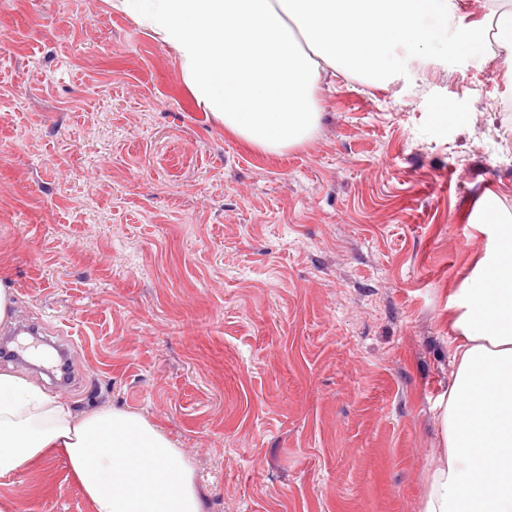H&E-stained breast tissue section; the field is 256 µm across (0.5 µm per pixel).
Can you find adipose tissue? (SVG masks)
<instances>
[{
  "instance_id": "1",
  "label": "adipose tissue",
  "mask_w": 512,
  "mask_h": 512,
  "mask_svg": "<svg viewBox=\"0 0 512 512\" xmlns=\"http://www.w3.org/2000/svg\"><path fill=\"white\" fill-rule=\"evenodd\" d=\"M168 45L197 106L250 149L282 155L319 126L326 73L372 82L442 47L452 0H112ZM465 43L512 60V9ZM484 254L451 313L454 371L421 512H512V224L488 206ZM62 452L92 512H202L194 470L127 411L82 414L0 371V480Z\"/></svg>"
}]
</instances>
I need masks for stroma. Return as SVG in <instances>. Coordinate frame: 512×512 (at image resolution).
<instances>
[{"instance_id":"obj_1","label":"stroma","mask_w":512,"mask_h":512,"mask_svg":"<svg viewBox=\"0 0 512 512\" xmlns=\"http://www.w3.org/2000/svg\"><path fill=\"white\" fill-rule=\"evenodd\" d=\"M463 37L329 78L315 135L263 156L108 0H0V278L76 379L0 370L159 428L203 512H420L449 305L489 196L512 214V66ZM1 499L92 512L59 455Z\"/></svg>"}]
</instances>
